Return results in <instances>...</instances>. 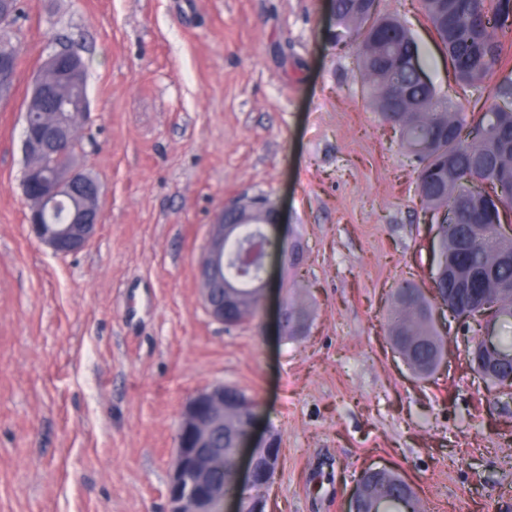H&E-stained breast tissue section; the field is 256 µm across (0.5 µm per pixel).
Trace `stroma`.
Returning <instances> with one entry per match:
<instances>
[{"mask_svg": "<svg viewBox=\"0 0 512 512\" xmlns=\"http://www.w3.org/2000/svg\"><path fill=\"white\" fill-rule=\"evenodd\" d=\"M1 35L19 53L0 101V512H168L189 396L223 383L257 400L281 437L270 512H344L360 471H397L427 512H512V398L445 337L434 375L391 347L402 280L428 288L436 228L415 166L334 45L332 0H21ZM418 46L427 81L458 95L418 0H380ZM474 111L512 78V29ZM68 48L87 65L80 161L103 222L60 257L29 231L23 113L35 74ZM280 205L290 269L269 260L257 317L205 310L198 263L225 203ZM308 334L279 336L293 296Z\"/></svg>", "mask_w": 512, "mask_h": 512, "instance_id": "1", "label": "stroma"}]
</instances>
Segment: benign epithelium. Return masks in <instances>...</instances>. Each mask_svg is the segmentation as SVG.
I'll return each mask as SVG.
<instances>
[{
  "mask_svg": "<svg viewBox=\"0 0 512 512\" xmlns=\"http://www.w3.org/2000/svg\"><path fill=\"white\" fill-rule=\"evenodd\" d=\"M18 51L0 50V99L10 95L16 79ZM90 114L86 66L75 51L62 49L41 65L24 112L23 147L29 163L22 187L30 202L27 216L34 238L57 256L77 253L88 246L102 223L100 182L75 157L81 123ZM261 208L266 220L264 237L282 224L275 204L240 198L225 207L240 216L245 209ZM234 225L219 215L198 264V277L209 315L225 325L242 317L239 295L224 285L229 261L227 243L236 237ZM480 342L494 358L512 354L493 349L497 319L482 314ZM241 413L243 428L235 433L230 455L235 492L224 490V415ZM254 400L222 383L195 391L187 400L176 432L166 495L169 512H268L267 491L279 463L278 437L266 432L256 438Z\"/></svg>",
  "mask_w": 512,
  "mask_h": 512,
  "instance_id": "obj_1",
  "label": "benign epithelium"
}]
</instances>
